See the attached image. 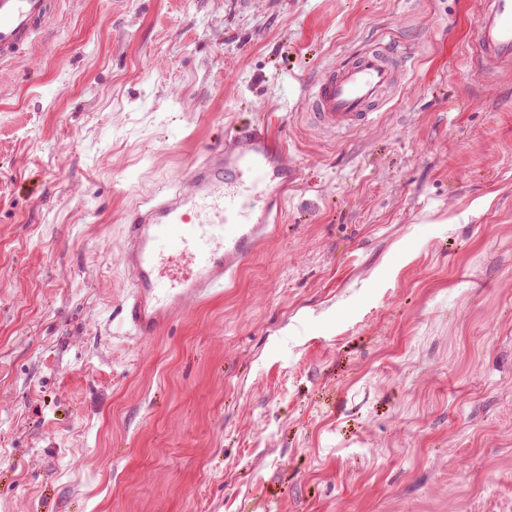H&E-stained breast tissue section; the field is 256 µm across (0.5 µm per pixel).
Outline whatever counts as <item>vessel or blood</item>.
Returning <instances> with one entry per match:
<instances>
[{"mask_svg": "<svg viewBox=\"0 0 512 512\" xmlns=\"http://www.w3.org/2000/svg\"><path fill=\"white\" fill-rule=\"evenodd\" d=\"M56 13L53 0H0V64L29 49ZM468 58L490 76L512 69V0H485ZM407 68L372 47L326 67L307 87L313 125L348 133L367 125L390 88H405ZM283 146L257 130L237 129L205 148L186 177L135 207L124 227L122 260L132 274L124 321L142 339L232 279L281 212L287 163Z\"/></svg>", "mask_w": 512, "mask_h": 512, "instance_id": "vessel-or-blood-1", "label": "vessel or blood"}]
</instances>
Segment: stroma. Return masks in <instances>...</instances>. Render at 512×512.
Segmentation results:
<instances>
[{"label": "stroma", "instance_id": "stroma-1", "mask_svg": "<svg viewBox=\"0 0 512 512\" xmlns=\"http://www.w3.org/2000/svg\"><path fill=\"white\" fill-rule=\"evenodd\" d=\"M482 0H60L0 67V512H512V72ZM408 69L313 129L329 62ZM294 175L221 293L141 339L123 227L226 130ZM479 14L470 44L471 65L489 76L512 69V0H485ZM407 68L387 48L372 47L353 60L326 67L307 86L304 112L313 125L348 133L367 125L392 87L407 86Z\"/></svg>", "mask_w": 512, "mask_h": 512}]
</instances>
